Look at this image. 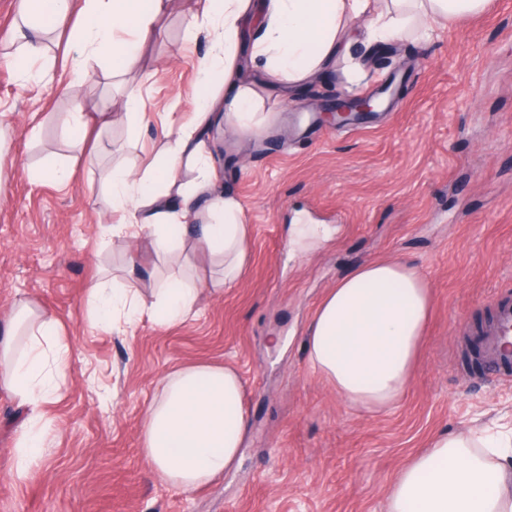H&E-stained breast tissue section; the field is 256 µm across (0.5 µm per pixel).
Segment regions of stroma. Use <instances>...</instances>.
Returning <instances> with one entry per match:
<instances>
[{"label":"stroma","mask_w":512,"mask_h":512,"mask_svg":"<svg viewBox=\"0 0 512 512\" xmlns=\"http://www.w3.org/2000/svg\"><path fill=\"white\" fill-rule=\"evenodd\" d=\"M188 9L170 0L142 49L145 82L131 73L113 83L93 62L70 88L64 35L49 43L42 83L0 63L15 162L0 175V334L13 301L26 298L55 314L68 345L41 457L21 481L13 470L27 414L0 387V512H386L390 482L434 435L512 424V383L464 359L495 302L512 298V0H489L426 42L357 45L286 88L251 66L243 32L238 81L253 92L263 132L215 127L208 147L220 188L252 228L251 263L236 286L203 294L184 323L145 316L110 332L85 307L88 286L125 263L101 225L105 178L120 158L144 171L161 122L192 116L209 44L185 41ZM389 82L401 92L388 111L343 127L322 121L338 100ZM125 84L141 85L148 128L115 123L96 162L81 161L80 144L59 134L75 99H108L119 113ZM54 161L76 165L66 188L28 180L26 168ZM393 258L427 277L434 310L405 397L367 413L313 373L302 338L337 279ZM195 363L240 372L249 428L237 469L183 493L147 465L140 434L159 378Z\"/></svg>","instance_id":"obj_1"}]
</instances>
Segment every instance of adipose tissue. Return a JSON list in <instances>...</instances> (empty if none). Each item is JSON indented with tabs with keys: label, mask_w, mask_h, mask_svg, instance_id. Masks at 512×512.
I'll return each instance as SVG.
<instances>
[{
	"label": "adipose tissue",
	"mask_w": 512,
	"mask_h": 512,
	"mask_svg": "<svg viewBox=\"0 0 512 512\" xmlns=\"http://www.w3.org/2000/svg\"><path fill=\"white\" fill-rule=\"evenodd\" d=\"M488 0H388L373 12L371 0H208L190 13L184 37L211 38L210 63L201 75L193 123L163 125V151L144 173L125 163L109 172L114 236L129 245L128 266L142 250L162 261L146 289L93 282L88 291L95 324L104 329L133 325L142 315L164 324L197 314L204 285L232 287L252 257L250 225L241 205L213 182L212 157L204 134L222 122L239 134H258L249 88L236 82L239 38L248 23L261 35L252 62L276 81L292 85L312 77L344 55L358 36L372 42L396 40L415 29L430 39L435 26L482 11ZM165 0H21L19 26L32 37L4 60L25 81L39 83L49 72L45 42L68 32L70 70L83 76L96 60L113 75L145 70L139 48L150 41ZM365 27H358V20ZM228 87L212 94L214 78ZM114 122L108 106L85 110L76 104L62 127L65 138L84 141L93 128ZM209 258L215 269L203 280L194 262ZM434 299L423 273L404 260L364 263L328 289L304 338L308 362L337 396L365 411L394 406L407 391ZM59 322L48 309L21 301L0 340V384L29 408L14 466L25 479L39 458L44 427L41 407L54 395V379L65 366ZM248 428L245 385L228 366L195 364L166 374L144 413L140 441L144 459L159 479L189 493L232 469ZM386 512H512V435L472 432L434 437L391 483Z\"/></svg>",
	"instance_id": "adipose-tissue-1"
}]
</instances>
